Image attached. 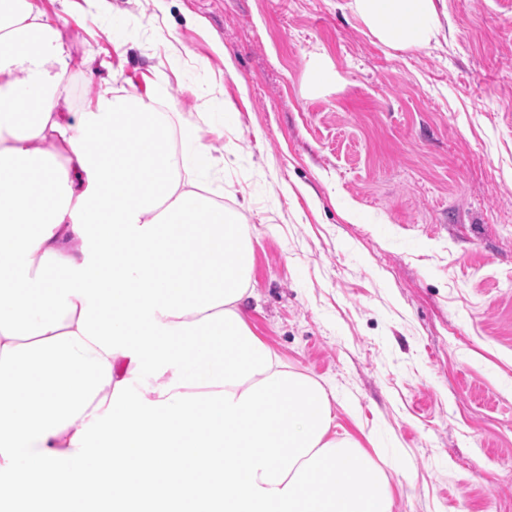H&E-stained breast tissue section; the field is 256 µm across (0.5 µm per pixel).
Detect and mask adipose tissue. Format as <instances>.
I'll use <instances>...</instances> for the list:
<instances>
[{
  "label": "adipose tissue",
  "mask_w": 512,
  "mask_h": 512,
  "mask_svg": "<svg viewBox=\"0 0 512 512\" xmlns=\"http://www.w3.org/2000/svg\"><path fill=\"white\" fill-rule=\"evenodd\" d=\"M354 6L393 48L440 28L435 0ZM69 65L59 20L0 0V502L393 512L327 389L249 326L253 245L196 129L134 91L66 111Z\"/></svg>",
  "instance_id": "1"
}]
</instances>
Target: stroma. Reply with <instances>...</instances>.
<instances>
[{
    "label": "stroma",
    "instance_id": "obj_1",
    "mask_svg": "<svg viewBox=\"0 0 512 512\" xmlns=\"http://www.w3.org/2000/svg\"><path fill=\"white\" fill-rule=\"evenodd\" d=\"M34 2L72 50L74 111L156 94L223 157L254 244L244 314L354 401L338 422L386 460L393 512H512V0H439L425 49L382 43L353 0Z\"/></svg>",
    "mask_w": 512,
    "mask_h": 512
}]
</instances>
